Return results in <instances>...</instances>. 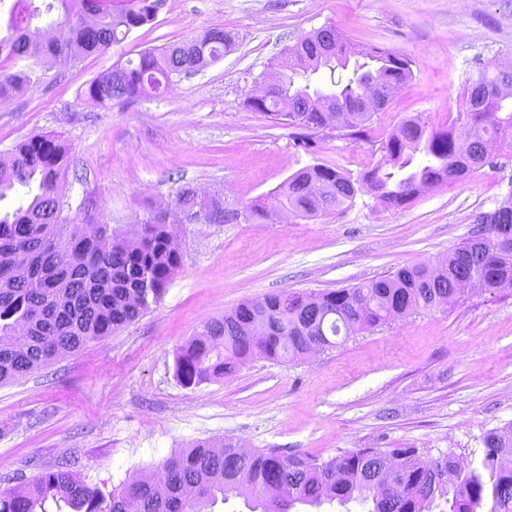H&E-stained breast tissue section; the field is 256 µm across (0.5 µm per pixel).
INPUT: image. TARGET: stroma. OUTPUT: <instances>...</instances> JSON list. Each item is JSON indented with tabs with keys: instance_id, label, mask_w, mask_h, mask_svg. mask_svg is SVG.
Here are the masks:
<instances>
[{
	"instance_id": "stroma-1",
	"label": "stroma",
	"mask_w": 512,
	"mask_h": 512,
	"mask_svg": "<svg viewBox=\"0 0 512 512\" xmlns=\"http://www.w3.org/2000/svg\"><path fill=\"white\" fill-rule=\"evenodd\" d=\"M333 25L355 48L410 60L411 76L358 137L324 129L308 143L248 109L281 51ZM212 27L235 34L217 63L175 91L104 109L81 90L113 65ZM512 63V0H156L155 18L105 52L38 65L37 81L0 102V156L35 135L71 148L63 200H97L98 219L130 229L184 185L229 210L262 201L324 164L349 176L353 201L319 219L272 213L182 224L183 264L162 301L101 343L0 385V488L68 460L108 488L159 470L196 440L229 439L325 460L356 448L455 449L478 460L481 437L512 423V289L349 337L292 362L257 356L232 376L186 387L179 349L238 304L283 292L352 288L402 267L438 263L471 236L478 213L512 197V150L465 177L386 207L362 177L409 117L460 127L468 80Z\"/></svg>"
}]
</instances>
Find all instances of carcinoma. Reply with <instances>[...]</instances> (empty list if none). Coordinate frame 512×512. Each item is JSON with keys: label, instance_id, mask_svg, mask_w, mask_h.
<instances>
[{"label": "carcinoma", "instance_id": "carcinoma-1", "mask_svg": "<svg viewBox=\"0 0 512 512\" xmlns=\"http://www.w3.org/2000/svg\"><path fill=\"white\" fill-rule=\"evenodd\" d=\"M56 17L43 25L35 21ZM154 7L136 0L117 8L112 0H13L0 36V56L18 70H0V100H8L36 81L29 61L63 54L78 59L103 52L150 23ZM234 42L231 32L213 27L160 49L118 63L92 80L83 96L110 108L170 86L176 78L213 64ZM347 38L333 25L287 47L272 68L280 79L246 106L296 129L297 142L322 129L362 133L373 112L361 108L372 87L387 98L410 75L407 58L393 50L384 56L357 52L364 62L349 65ZM350 68L345 82L333 80L336 67ZM500 69L484 70L465 93V131L430 130L415 117L388 137L384 163L364 175L367 190L383 204L399 207L443 183L462 178L483 164L482 148L496 142L512 148L509 96H485ZM328 83L341 103L345 121L310 106ZM69 148L56 135H36L12 149V162L0 169V201L20 189L27 204L0 215V385L16 382L91 343L103 341L160 303L182 254L170 240V217L199 211L208 224H222L235 213L218 196H201L180 187L166 209L150 207L129 233L110 224L90 235L79 232L96 211L95 201L71 217L64 212L63 188ZM350 177L328 165H314L287 179L275 197L277 208L296 217L316 218L352 201ZM475 216L480 229L448 255V264L403 267L353 288L312 294L300 310L279 307L278 295L246 301L205 324L178 353L174 376L184 386L229 376L247 360L263 356L294 361L347 338L414 313L431 311L468 292L512 289V207ZM479 462L460 464L448 450L427 460L416 448H358L326 461L284 455L275 449L243 452L227 441L215 450L197 440L169 457L159 481L135 478L105 492L61 464L43 471L22 488L0 489V512H46L50 501L68 512H212L231 496L262 503V512H291L296 505L352 502L365 512H512V466L503 454L512 449V424L481 438Z\"/></svg>", "mask_w": 512, "mask_h": 512}]
</instances>
